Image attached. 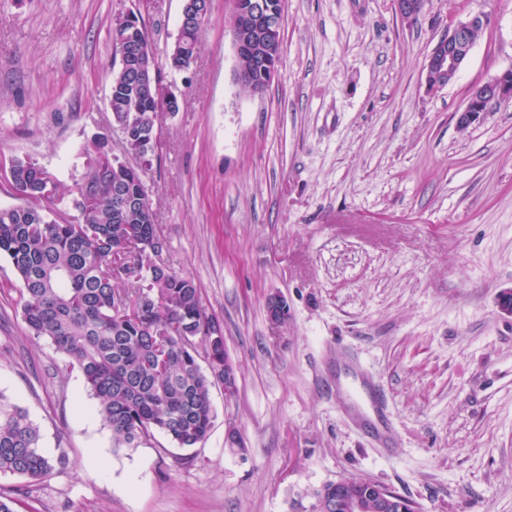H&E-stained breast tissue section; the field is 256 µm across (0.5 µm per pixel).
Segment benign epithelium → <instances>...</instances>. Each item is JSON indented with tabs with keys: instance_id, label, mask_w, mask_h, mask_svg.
<instances>
[{
	"instance_id": "benign-epithelium-1",
	"label": "benign epithelium",
	"mask_w": 512,
	"mask_h": 512,
	"mask_svg": "<svg viewBox=\"0 0 512 512\" xmlns=\"http://www.w3.org/2000/svg\"><path fill=\"white\" fill-rule=\"evenodd\" d=\"M227 22L235 51V61L249 56L251 44L259 32L270 31L279 23L267 6L266 0H228ZM402 19L410 21L421 11L424 0H395ZM209 0H199L192 9L182 8L179 27L202 25L208 18ZM486 26V19L480 14H470L463 20L452 22L446 34L428 55L425 64L426 87L436 85L445 88L453 84L461 66L468 59L474 42L475 31ZM130 59L134 70L130 72L142 92L158 90L157 70H149L144 62V49L129 44ZM512 101V67L492 78L474 85L464 107L459 110L457 123L467 127L477 117L488 111L492 103ZM237 395L236 373L232 363L224 366V397L228 400ZM317 512H409L410 504L382 486L363 493L352 486L336 488V494L323 491L317 498Z\"/></svg>"
}]
</instances>
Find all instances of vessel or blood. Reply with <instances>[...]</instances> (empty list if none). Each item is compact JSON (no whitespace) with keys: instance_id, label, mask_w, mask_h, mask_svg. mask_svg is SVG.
I'll use <instances>...</instances> for the list:
<instances>
[{"instance_id":"b4317fda","label":"vessel or blood","mask_w":512,"mask_h":512,"mask_svg":"<svg viewBox=\"0 0 512 512\" xmlns=\"http://www.w3.org/2000/svg\"><path fill=\"white\" fill-rule=\"evenodd\" d=\"M345 374L355 381L354 393L360 400L359 405L348 408V415L365 428L380 447H398V434L388 418L387 401L382 388L358 363L349 364Z\"/></svg>"}]
</instances>
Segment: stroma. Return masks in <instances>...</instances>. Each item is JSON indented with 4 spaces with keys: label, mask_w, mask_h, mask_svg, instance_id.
I'll return each instance as SVG.
<instances>
[{
    "label": "stroma",
    "mask_w": 512,
    "mask_h": 512,
    "mask_svg": "<svg viewBox=\"0 0 512 512\" xmlns=\"http://www.w3.org/2000/svg\"><path fill=\"white\" fill-rule=\"evenodd\" d=\"M183 0H0V205L12 161L71 187L87 137L111 132L114 18L140 14L164 85L143 172L164 260L222 326L236 399L214 388L193 448L157 433L113 452L82 373L23 319L0 258V393L68 466L32 482L1 474L17 512H311L325 484L357 478L415 512H512V102L462 128L473 84L512 67V0H284L278 74L260 95L233 80L227 0L188 71L166 56ZM487 25L449 87L423 65L450 22ZM288 304L271 323L266 303ZM390 400L404 451L385 457L344 417L337 355ZM235 423L236 447L225 426Z\"/></svg>",
    "instance_id": "1"
}]
</instances>
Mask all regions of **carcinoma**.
I'll use <instances>...</instances> for the list:
<instances>
[{
  "label": "carcinoma",
  "instance_id": "1",
  "mask_svg": "<svg viewBox=\"0 0 512 512\" xmlns=\"http://www.w3.org/2000/svg\"><path fill=\"white\" fill-rule=\"evenodd\" d=\"M202 31L180 32L167 54L170 69L199 52ZM126 35L150 45L138 18L113 21L112 44L119 46ZM281 48L279 26L254 42L252 57L279 56ZM126 65L125 57L112 64L108 105L128 152L147 164L154 148L146 133L155 132L160 101L139 94L126 78ZM269 84L258 68L242 89L262 93ZM107 142L106 134L96 133L83 149L74 223L57 222L41 205L59 195L54 175L32 158L12 162L10 183L25 203L0 206V256L22 284L29 332L50 340L80 369L111 432L113 451L135 448L155 431L192 448L213 426L211 391L224 382V339L208 335L214 319L194 281L151 261L149 250L165 243L149 189L139 169L112 163ZM117 186L140 206L115 210ZM200 345L205 369L198 362ZM66 464L63 456L41 452L38 427L0 393V473L40 481Z\"/></svg>",
  "mask_w": 512,
  "mask_h": 512
}]
</instances>
